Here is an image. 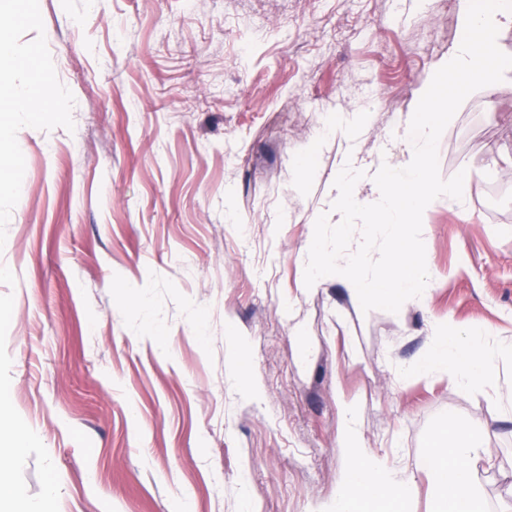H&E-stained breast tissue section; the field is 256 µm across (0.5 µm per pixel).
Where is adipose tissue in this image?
Masks as SVG:
<instances>
[{
	"mask_svg": "<svg viewBox=\"0 0 512 512\" xmlns=\"http://www.w3.org/2000/svg\"><path fill=\"white\" fill-rule=\"evenodd\" d=\"M494 361L491 349L480 338L463 336L447 321L435 325L430 353L422 368L451 376L463 389L479 388ZM358 409L345 404L342 409L340 445L350 449L354 465L347 492L338 497L333 512H365L376 505L384 512L396 508L413 495L414 486L404 476L368 457L362 450L357 428ZM484 450L457 429L429 451L425 461L437 492V512H483V504L471 488L468 462L483 456Z\"/></svg>",
	"mask_w": 512,
	"mask_h": 512,
	"instance_id": "adipose-tissue-1",
	"label": "adipose tissue"
}]
</instances>
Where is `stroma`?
<instances>
[{
    "label": "stroma",
    "instance_id": "1",
    "mask_svg": "<svg viewBox=\"0 0 512 512\" xmlns=\"http://www.w3.org/2000/svg\"><path fill=\"white\" fill-rule=\"evenodd\" d=\"M464 0H18L0 13V112L48 81L57 113L14 118L0 157V439L40 512H328L350 453L411 480L456 422L486 512H512V71L438 142L462 203L428 206L429 286L398 313L301 261L345 163L360 197L401 153ZM498 351L483 388L423 372L436 320ZM260 393L248 399L245 386Z\"/></svg>",
    "mask_w": 512,
    "mask_h": 512
}]
</instances>
